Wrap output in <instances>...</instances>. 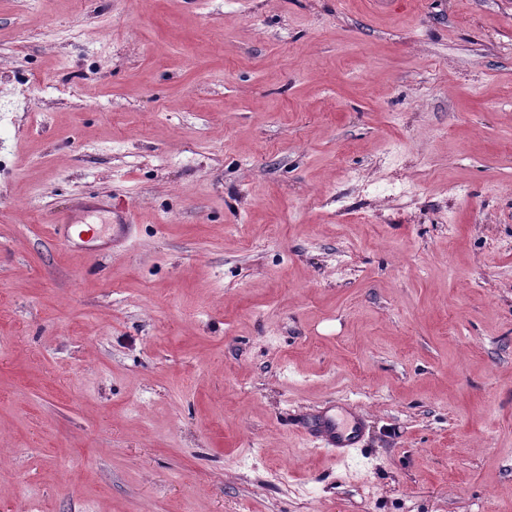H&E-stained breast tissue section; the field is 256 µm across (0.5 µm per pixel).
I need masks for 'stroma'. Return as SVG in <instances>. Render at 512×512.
Here are the masks:
<instances>
[{
	"label": "stroma",
	"mask_w": 512,
	"mask_h": 512,
	"mask_svg": "<svg viewBox=\"0 0 512 512\" xmlns=\"http://www.w3.org/2000/svg\"><path fill=\"white\" fill-rule=\"evenodd\" d=\"M0 512H512V0H0ZM356 422L349 430L344 424L338 422L334 416L322 414L313 425L308 427L307 433L318 435L327 448H335L336 454H341L346 448H354L359 441L362 431V421L353 415Z\"/></svg>",
	"instance_id": "35a3bbf8"
}]
</instances>
